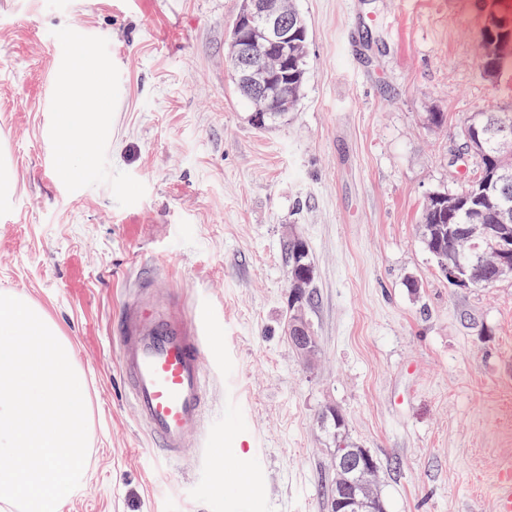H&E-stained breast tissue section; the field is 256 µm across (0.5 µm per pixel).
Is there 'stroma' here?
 Returning a JSON list of instances; mask_svg holds the SVG:
<instances>
[{
    "label": "stroma",
    "mask_w": 512,
    "mask_h": 512,
    "mask_svg": "<svg viewBox=\"0 0 512 512\" xmlns=\"http://www.w3.org/2000/svg\"><path fill=\"white\" fill-rule=\"evenodd\" d=\"M241 0H0V290L53 318L85 375L86 482L64 512H327L323 413L378 463L385 512H497L512 465V278L449 287L420 238L428 197L481 172L464 125L512 108V72L478 61L482 0H295L302 96L259 128L226 56ZM86 35L112 97L106 139L71 183L50 159L56 80ZM442 123H435V116ZM315 268L291 346L288 237ZM201 302L224 357L208 377L219 457L164 468L114 343L128 287ZM292 337L294 344L301 351L302 356H308L315 351V338L306 328L304 322L297 315L292 317Z\"/></svg>",
    "instance_id": "stroma-1"
}]
</instances>
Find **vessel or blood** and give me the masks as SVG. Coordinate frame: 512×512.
<instances>
[{
  "label": "vessel or blood",
  "instance_id": "1",
  "mask_svg": "<svg viewBox=\"0 0 512 512\" xmlns=\"http://www.w3.org/2000/svg\"><path fill=\"white\" fill-rule=\"evenodd\" d=\"M116 342L126 393L162 460L180 459L192 445L221 443L222 429L206 416L207 376L220 362L200 325H187L178 312L148 310L132 295Z\"/></svg>",
  "mask_w": 512,
  "mask_h": 512
}]
</instances>
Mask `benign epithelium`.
Here are the masks:
<instances>
[{"label":"benign epithelium","instance_id":"7a95c632","mask_svg":"<svg viewBox=\"0 0 512 512\" xmlns=\"http://www.w3.org/2000/svg\"><path fill=\"white\" fill-rule=\"evenodd\" d=\"M291 10L289 0H250L240 15L232 41V58L235 69L240 74L241 87L256 101L258 124L264 123L267 112L288 110V87L277 83L288 71V27ZM512 224V210L501 212L500 225L485 229V237H493L496 244L492 251L481 250V245L464 234V242L477 261H487L492 269V279L512 277V232L507 225ZM441 269L448 281L457 288H471L473 280L468 274L470 260L457 259L453 262L440 261ZM292 337L302 355L315 351V338L298 316L292 317ZM340 463L351 465L359 471L364 480L376 476L368 452L361 448L349 450L340 456ZM379 504L367 501L355 494L340 500V512H378Z\"/></svg>","mask_w":512,"mask_h":512}]
</instances>
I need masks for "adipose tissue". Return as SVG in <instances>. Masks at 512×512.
<instances>
[{"label":"adipose tissue","instance_id":"1","mask_svg":"<svg viewBox=\"0 0 512 512\" xmlns=\"http://www.w3.org/2000/svg\"><path fill=\"white\" fill-rule=\"evenodd\" d=\"M92 59L76 55L58 77L56 130L62 147V168L70 180H81L92 162L80 150L82 144L103 134L109 115L106 83L91 77Z\"/></svg>","mask_w":512,"mask_h":512}]
</instances>
